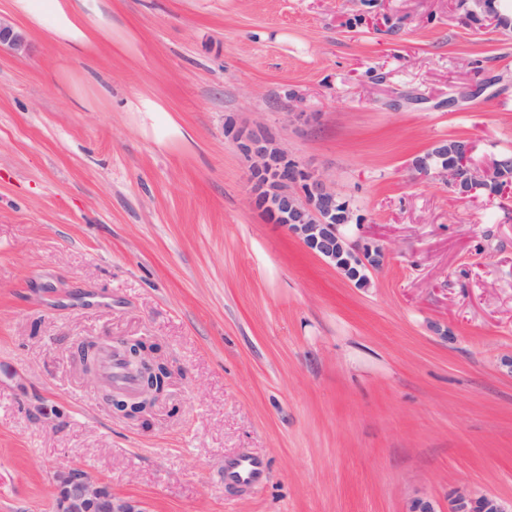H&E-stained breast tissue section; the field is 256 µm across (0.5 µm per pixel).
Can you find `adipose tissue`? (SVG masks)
<instances>
[{"label":"adipose tissue","instance_id":"1","mask_svg":"<svg viewBox=\"0 0 512 512\" xmlns=\"http://www.w3.org/2000/svg\"><path fill=\"white\" fill-rule=\"evenodd\" d=\"M10 9L74 47L89 49L95 44L81 15L65 0H10Z\"/></svg>","mask_w":512,"mask_h":512}]
</instances>
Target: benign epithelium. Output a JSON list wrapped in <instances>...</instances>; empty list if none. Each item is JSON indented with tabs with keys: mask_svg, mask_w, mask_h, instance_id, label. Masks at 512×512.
<instances>
[{
	"mask_svg": "<svg viewBox=\"0 0 512 512\" xmlns=\"http://www.w3.org/2000/svg\"><path fill=\"white\" fill-rule=\"evenodd\" d=\"M2 47L15 54H26L30 49L24 30L6 18H0ZM235 139L250 161L252 204L261 211L270 209L275 223L347 280L362 288L368 287L367 272L381 268L387 252L378 245L352 240L336 225L328 223L338 194L327 179L253 133L238 131ZM438 167L448 186L464 198L481 190H493L497 195L512 190V179L508 177L512 160L497 158L489 167H478L472 163L471 143L464 139L454 147L453 160L440 163ZM109 342L123 351L141 377L137 394L108 395L112 411L129 419L139 418L164 397L171 371L143 338L91 340L85 343L80 362L84 375L93 381L100 379L95 358ZM54 490V512H146L140 502L112 495L103 483L79 470L58 471L54 476ZM408 512H512V504L506 505L493 494L455 487L448 492L445 510L439 511L432 500L419 497L411 502Z\"/></svg>",
	"mask_w": 512,
	"mask_h": 512,
	"instance_id": "benign-epithelium-1",
	"label": "benign epithelium"
}]
</instances>
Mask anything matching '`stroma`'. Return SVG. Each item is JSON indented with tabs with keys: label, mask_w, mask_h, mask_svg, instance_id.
Listing matches in <instances>:
<instances>
[{
	"label": "stroma",
	"mask_w": 512,
	"mask_h": 512,
	"mask_svg": "<svg viewBox=\"0 0 512 512\" xmlns=\"http://www.w3.org/2000/svg\"><path fill=\"white\" fill-rule=\"evenodd\" d=\"M84 22L112 31L96 55L38 29L0 50V512H53L66 468L148 512L511 500L512 194L413 163L512 151V28L477 0H100ZM229 123L335 183L389 252L369 287L253 207ZM130 335L173 371L136 421L78 359ZM242 457L256 485L225 483Z\"/></svg>",
	"instance_id": "obj_1"
}]
</instances>
